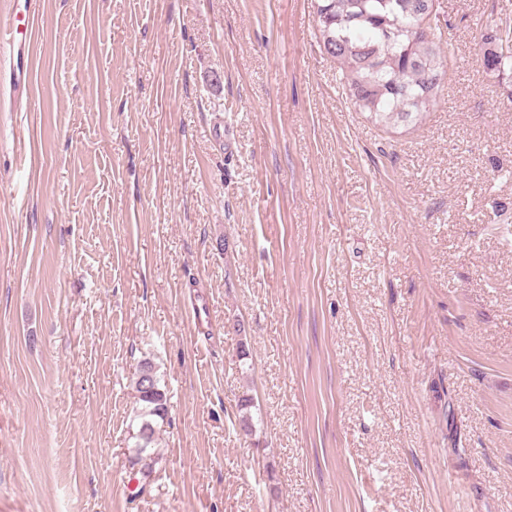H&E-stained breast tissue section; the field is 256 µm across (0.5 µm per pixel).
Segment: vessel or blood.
<instances>
[{
  "instance_id": "1",
  "label": "vessel or blood",
  "mask_w": 512,
  "mask_h": 512,
  "mask_svg": "<svg viewBox=\"0 0 512 512\" xmlns=\"http://www.w3.org/2000/svg\"><path fill=\"white\" fill-rule=\"evenodd\" d=\"M24 14L0 18V47L9 52L8 81L13 97H22L28 85L29 52L27 27L35 13L36 0H23Z\"/></svg>"
}]
</instances>
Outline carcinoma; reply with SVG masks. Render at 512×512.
<instances>
[{
	"label": "carcinoma",
	"instance_id": "obj_1",
	"mask_svg": "<svg viewBox=\"0 0 512 512\" xmlns=\"http://www.w3.org/2000/svg\"><path fill=\"white\" fill-rule=\"evenodd\" d=\"M316 38L338 64L359 111L383 126L415 123L433 108L447 75L436 0H315ZM483 71L503 85L512 105V27L491 25L480 36ZM141 408L135 454L151 456L155 425L168 414L156 366L134 374Z\"/></svg>",
	"mask_w": 512,
	"mask_h": 512
}]
</instances>
